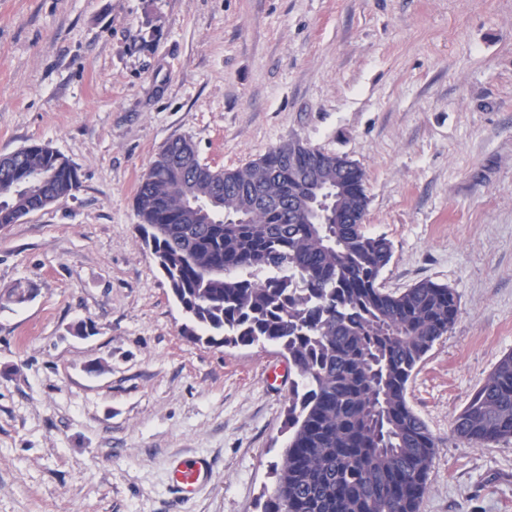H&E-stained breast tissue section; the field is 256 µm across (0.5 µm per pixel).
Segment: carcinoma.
<instances>
[{"label":"carcinoma","instance_id":"obj_1","mask_svg":"<svg viewBox=\"0 0 512 512\" xmlns=\"http://www.w3.org/2000/svg\"><path fill=\"white\" fill-rule=\"evenodd\" d=\"M177 138L157 153L134 205L150 249L189 325L217 346H276L299 378L288 446L265 512H418L436 440L407 384L458 314L431 280L390 291L384 237L364 230L365 173L336 155L284 142L236 169L203 167ZM330 197L321 223L292 203ZM77 167L48 145L0 163V225L69 196ZM358 223H346V216ZM453 433L488 446L512 439V352L455 417Z\"/></svg>","mask_w":512,"mask_h":512}]
</instances>
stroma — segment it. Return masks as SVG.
Segmentation results:
<instances>
[{
  "label": "stroma",
  "instance_id": "1",
  "mask_svg": "<svg viewBox=\"0 0 512 512\" xmlns=\"http://www.w3.org/2000/svg\"><path fill=\"white\" fill-rule=\"evenodd\" d=\"M181 136L221 169L294 138L364 170L385 287L458 299L408 382L437 442L419 512H512V440L452 431L512 352V0H0V154L80 174L0 226V512H264L275 490L282 358L183 336L140 239L137 185ZM196 454L213 477L175 503L170 461Z\"/></svg>",
  "mask_w": 512,
  "mask_h": 512
}]
</instances>
